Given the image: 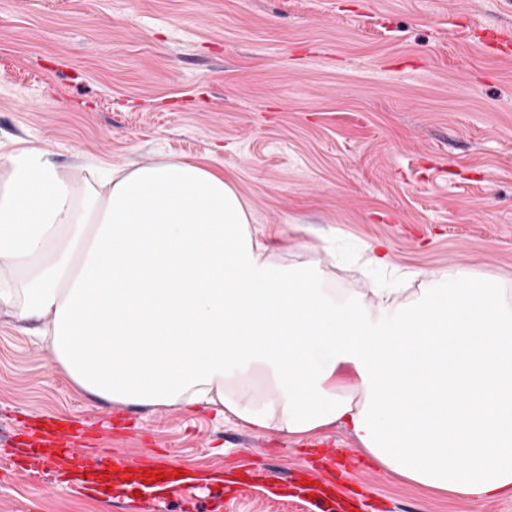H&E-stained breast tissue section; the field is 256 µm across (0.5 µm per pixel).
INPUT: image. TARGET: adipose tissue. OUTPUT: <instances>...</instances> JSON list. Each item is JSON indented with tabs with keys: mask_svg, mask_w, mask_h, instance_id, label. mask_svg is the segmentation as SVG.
I'll list each match as a JSON object with an SVG mask.
<instances>
[{
	"mask_svg": "<svg viewBox=\"0 0 512 512\" xmlns=\"http://www.w3.org/2000/svg\"><path fill=\"white\" fill-rule=\"evenodd\" d=\"M274 250L195 159L94 182L37 148L0 161V308L77 390L291 436L338 424L417 487L512 493V290L456 267L371 305Z\"/></svg>",
	"mask_w": 512,
	"mask_h": 512,
	"instance_id": "ef3b65f1",
	"label": "adipose tissue"
}]
</instances>
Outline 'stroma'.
I'll return each mask as SVG.
<instances>
[{
  "instance_id": "35a3bbf8",
  "label": "stroma",
  "mask_w": 512,
  "mask_h": 512,
  "mask_svg": "<svg viewBox=\"0 0 512 512\" xmlns=\"http://www.w3.org/2000/svg\"><path fill=\"white\" fill-rule=\"evenodd\" d=\"M512 0H0V157L35 145L62 168L203 158L223 170L281 267L319 260L367 297L463 267L512 289ZM384 243L385 271L364 244ZM49 416L80 448L155 452L208 491L198 512H512L390 477L339 426L308 437L211 410L80 393L47 343L0 313V465ZM311 474L321 499L248 483ZM44 470L0 482V512H127L118 491L61 489Z\"/></svg>"
}]
</instances>
